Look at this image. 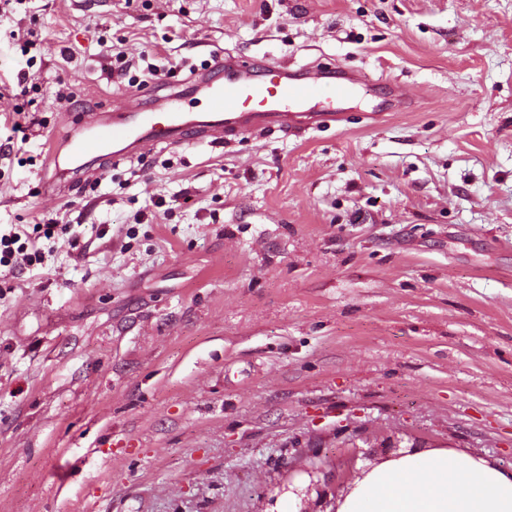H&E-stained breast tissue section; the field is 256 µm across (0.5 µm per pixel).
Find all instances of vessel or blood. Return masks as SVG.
I'll return each instance as SVG.
<instances>
[{"label": "vessel or blood", "instance_id": "b4317fda", "mask_svg": "<svg viewBox=\"0 0 512 512\" xmlns=\"http://www.w3.org/2000/svg\"><path fill=\"white\" fill-rule=\"evenodd\" d=\"M365 83V75L356 71L335 77L314 65L299 75L285 63L251 64L228 54L195 76L189 87L173 84L168 94L155 98L153 107L95 110L54 143L53 173L43 185L57 193L72 186L73 175L92 174L86 160L93 155L117 163L164 143L188 146L267 129L296 135L341 127L349 122L343 103ZM190 92L204 102L203 111H185Z\"/></svg>", "mask_w": 512, "mask_h": 512}]
</instances>
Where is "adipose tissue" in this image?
Instances as JSON below:
<instances>
[{
	"label": "adipose tissue",
	"mask_w": 512,
	"mask_h": 512,
	"mask_svg": "<svg viewBox=\"0 0 512 512\" xmlns=\"http://www.w3.org/2000/svg\"><path fill=\"white\" fill-rule=\"evenodd\" d=\"M335 512H512V473L453 448H406L363 465Z\"/></svg>",
	"instance_id": "1"
}]
</instances>
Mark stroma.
Here are the masks:
<instances>
[{
	"mask_svg": "<svg viewBox=\"0 0 512 512\" xmlns=\"http://www.w3.org/2000/svg\"><path fill=\"white\" fill-rule=\"evenodd\" d=\"M145 50L158 82L106 73ZM219 52L368 82L345 127L45 192L42 142ZM23 68L0 114L42 128L0 157V226L56 230L0 278V512H288L308 464L332 491L402 448L512 471V0H24L0 84Z\"/></svg>",
	"mask_w": 512,
	"mask_h": 512,
	"instance_id": "obj_1",
	"label": "stroma"
}]
</instances>
